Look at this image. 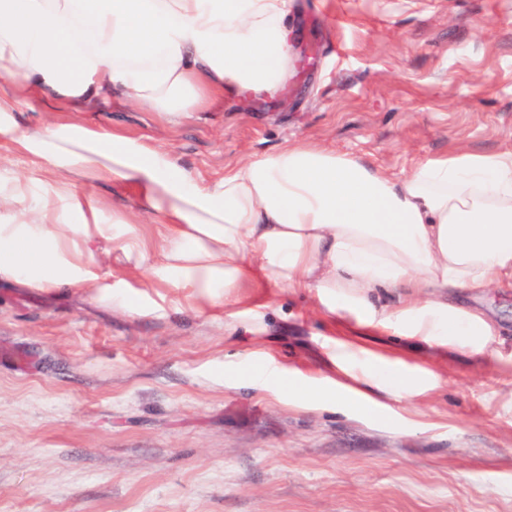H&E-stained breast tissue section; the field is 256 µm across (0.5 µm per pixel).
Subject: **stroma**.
I'll return each instance as SVG.
<instances>
[{
  "mask_svg": "<svg viewBox=\"0 0 512 512\" xmlns=\"http://www.w3.org/2000/svg\"><path fill=\"white\" fill-rule=\"evenodd\" d=\"M281 94L164 117L115 101L83 121L149 137L212 181L303 140L401 177L512 149V0H290ZM0 279V512H512V416L490 364L425 353L439 387L367 417L267 386L330 374L311 294L260 289L212 319L189 290Z\"/></svg>",
  "mask_w": 512,
  "mask_h": 512,
  "instance_id": "35a3bbf8",
  "label": "stroma"
}]
</instances>
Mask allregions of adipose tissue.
Wrapping results in <instances>:
<instances>
[{
	"mask_svg": "<svg viewBox=\"0 0 512 512\" xmlns=\"http://www.w3.org/2000/svg\"><path fill=\"white\" fill-rule=\"evenodd\" d=\"M289 0H0V151L38 175L0 178V277L32 288L91 285L104 241L148 288L191 290L213 318L240 288L314 293L335 318L331 376H289L301 404L368 414L436 384L424 364L362 337L443 348L512 369L498 320L461 302L512 288V151L459 150L395 178L363 159L290 142L205 182L151 142L75 119L26 126L22 102L77 112L113 98L164 115L216 98L275 96L292 67ZM142 190L105 206L99 193ZM162 225L151 263L142 220ZM119 233H111V224ZM350 321L354 330L345 331Z\"/></svg>",
	"mask_w": 512,
	"mask_h": 512,
	"instance_id": "obj_1",
	"label": "adipose tissue"
}]
</instances>
